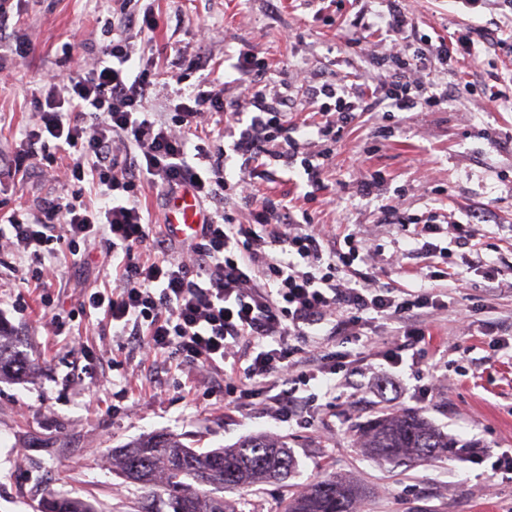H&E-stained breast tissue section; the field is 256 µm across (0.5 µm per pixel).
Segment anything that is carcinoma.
<instances>
[{"label":"carcinoma","mask_w":512,"mask_h":512,"mask_svg":"<svg viewBox=\"0 0 512 512\" xmlns=\"http://www.w3.org/2000/svg\"><path fill=\"white\" fill-rule=\"evenodd\" d=\"M36 365L0 329V379H20ZM362 448L386 461L442 453L460 457L467 445L448 437L416 413L383 415L361 428ZM121 473L141 485L145 495L135 512H240L224 499L226 488L251 487L291 472L295 461L284 441L254 436L234 448L198 453L169 433L133 441L112 455ZM358 488L324 475L299 494L284 499L281 512H350ZM41 512H94L91 505L48 491Z\"/></svg>","instance_id":"carcinoma-1"}]
</instances>
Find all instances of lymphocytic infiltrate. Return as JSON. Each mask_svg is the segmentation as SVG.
I'll list each match as a JSON object with an SVG mask.
<instances>
[{"mask_svg":"<svg viewBox=\"0 0 512 512\" xmlns=\"http://www.w3.org/2000/svg\"><path fill=\"white\" fill-rule=\"evenodd\" d=\"M353 25L357 33L345 42L352 54L365 51L367 31L378 28L388 37L381 91L373 96L342 79L310 81L306 101L322 120L308 141L288 119L293 96L267 94L268 65L250 51L235 64L252 108L248 116L241 99L213 87L178 93L176 124L145 118L153 61L141 59L132 68L135 50L122 37L102 45L96 67L42 79L32 99L37 120L21 141L15 170L52 163L61 150L80 153L104 188V204L91 211L50 200L38 212L8 216L10 243L27 260L30 279L54 281L59 246L75 255L81 245L106 239L118 261L117 279L112 291L89 293V307L103 310L152 368L174 359L212 370L227 404L261 391L266 408L281 419L300 418L314 402L336 396V376L348 356L323 352L320 335L358 336L370 322L386 321L397 340L380 357L393 369L402 366L405 352L431 344L425 316L447 308V290L405 292L381 284L367 268L376 249L357 232L335 234L315 223L311 211L294 212L253 189L254 164L281 161L300 165L307 176L304 198L317 201L330 147L357 113L378 109L390 117L447 104L459 89L450 79L453 60L476 59L487 49L481 29L470 25L447 42L414 37L402 0H384L373 14L360 11ZM210 112L223 114L230 146L192 143L194 124ZM233 155L241 164L232 182L224 168ZM146 185L168 195L187 187L215 204L239 197L250 220L239 224L225 212L208 218L199 237L181 240L178 256L167 257L166 240L154 236L139 204ZM456 231L453 247L440 246L433 241L444 232L437 213L424 220L417 238L433 277L447 278L452 248L471 247L468 226ZM138 250L156 257L135 261Z\"/></svg>","mask_w":512,"mask_h":512,"instance_id":"obj_1","label":"lymphocytic infiltrate"}]
</instances>
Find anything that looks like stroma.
I'll return each instance as SVG.
<instances>
[{"mask_svg":"<svg viewBox=\"0 0 512 512\" xmlns=\"http://www.w3.org/2000/svg\"><path fill=\"white\" fill-rule=\"evenodd\" d=\"M156 30L132 29L135 47L150 48L157 85L146 106L152 117H171L174 89L189 91L202 77L242 94L234 68L239 52L267 58L271 92L297 88L304 75H347L377 86L382 70L372 57L347 54L360 8L380 10L379 0H343L325 22L302 0H155ZM419 33L446 38L462 24L497 33L503 11L498 0L469 13L460 0H404ZM113 0H20L10 27L33 51L0 60V162L17 153L35 114L30 101L42 75L60 70L65 57L85 67L97 61L104 23ZM474 83L469 94L442 108L396 113L363 112L344 133L328 162L319 200L310 204L316 222L347 217L361 234L380 244L372 263L380 282L400 290L430 287L410 232L384 221L382 206L396 198L405 217L429 212L466 223L471 212L485 215L474 228L484 246L481 262L454 254L461 285L442 281L453 302L432 311L431 348L402 368L401 391L383 388L365 371L348 374L332 403L317 402L304 422L273 419L249 402L224 404L206 370L181 367L156 374L136 357L126 337L115 333L103 310L86 309L90 290L113 284L110 246L97 239L78 255L60 250L55 287L24 279L22 262L0 242V321L16 336L17 348L38 363L18 380L0 381V512H37L38 494L51 489L91 503L95 512H130L143 494L112 463L113 450L155 433L179 435L188 447L230 448L253 435L287 441L294 472L252 489L228 488L242 512H279L283 498L303 491L328 473L357 485L354 512H512V471L493 469L512 453V352L490 350L491 338L512 330V42L458 66ZM34 168L27 178L0 191V217L34 210L43 199L80 196L100 204L91 179H55L56 168ZM384 181L373 196L360 197L366 172ZM305 177L300 166L256 169V188L299 205ZM60 313L58 326L45 323V307ZM468 315L461 326L459 315ZM406 410L454 438L475 445L465 459L445 456L411 466L371 458L357 443V428L384 414Z\"/></svg>","mask_w":512,"mask_h":512,"instance_id":"1","label":"stroma"}]
</instances>
